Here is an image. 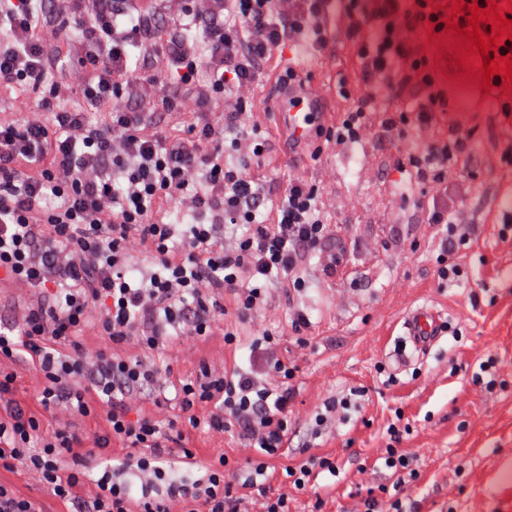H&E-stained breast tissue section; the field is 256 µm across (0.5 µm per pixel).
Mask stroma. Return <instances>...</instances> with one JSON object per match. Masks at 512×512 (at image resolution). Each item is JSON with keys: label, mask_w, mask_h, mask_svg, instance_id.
I'll use <instances>...</instances> for the list:
<instances>
[{"label": "stroma", "mask_w": 512, "mask_h": 512, "mask_svg": "<svg viewBox=\"0 0 512 512\" xmlns=\"http://www.w3.org/2000/svg\"><path fill=\"white\" fill-rule=\"evenodd\" d=\"M288 56L303 63L333 115L348 107L335 89L337 71L350 61L347 48L330 60L305 46ZM279 79V72H267L253 101L265 188L276 197L289 175L303 176L318 188L329 222L302 286L267 289L260 313L265 341L286 363L295 389L288 440L267 462L270 484L287 493L288 512H352L371 494L393 512H512V481L503 479L512 472V224L491 221L493 210L512 206V165L484 167L487 154L512 143V126L493 112L489 96L456 115L478 127L467 160L476 178L467 186L465 216L480 233L450 253L416 203L417 186L396 171L398 147L382 127L354 146L307 148L302 164H289L269 101ZM451 264L459 275L438 278ZM419 305L439 312L446 332L403 367L395 359L402 325ZM298 309L311 320L299 334L291 327ZM252 340L228 294L223 329L186 341L159 363L170 366V383L179 387L205 364L248 369ZM332 403L339 415L333 423L324 419ZM394 430L413 471L398 493L389 489L382 459ZM186 443L196 462L175 460L172 473L197 478L198 462L219 455L233 476L252 466L234 432L214 438L191 430ZM297 467L307 471L301 488L286 477ZM0 483L42 512H68L23 470L0 471Z\"/></svg>", "instance_id": "obj_1"}]
</instances>
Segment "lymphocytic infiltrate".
<instances>
[{
    "instance_id": "f902f5d3",
    "label": "lymphocytic infiltrate",
    "mask_w": 512,
    "mask_h": 512,
    "mask_svg": "<svg viewBox=\"0 0 512 512\" xmlns=\"http://www.w3.org/2000/svg\"><path fill=\"white\" fill-rule=\"evenodd\" d=\"M169 3L0 0V87L45 89L26 111L0 113V282L36 293L0 327V395L16 380L13 366L28 362L42 374L37 401L62 415L48 430L20 406L0 410V469L26 470L75 512H287V497L262 483V466L245 493L220 460L189 482L164 472L183 448L168 418L174 404L184 425L234 431L262 456H278L287 439V367L262 345L252 346L249 370L203 367L172 396L151 357L223 324L228 292L253 334L265 335L263 288L294 286L321 249L327 217L317 189L295 176L270 198L257 169L226 164L224 148L254 153L247 102L278 51L306 43L330 58L347 43L353 65L338 72L336 92L350 105L330 141L359 143L376 123L396 141H416L397 167L420 187L429 223L449 231L445 247L467 243L474 230L458 188L472 130L454 124L435 137L458 103L434 55L439 36L469 30L471 7L487 0H194L190 52L146 39L151 15L180 22ZM50 14L76 36L47 44ZM133 45L160 58L159 72L132 67ZM67 59L83 67L82 83ZM174 83L190 91L191 105L170 101ZM134 97L140 110L125 105ZM159 103L169 126L147 119ZM164 206L190 216L188 228L163 222ZM226 224L249 231L228 243L219 232ZM143 256L154 271L133 280L132 262ZM90 328L103 347L80 345ZM135 343L144 355H127ZM141 396L155 410L132 417L130 401ZM117 444L127 479L94 476L93 464L111 460Z\"/></svg>"
}]
</instances>
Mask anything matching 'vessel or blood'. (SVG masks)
I'll return each instance as SVG.
<instances>
[{
    "label": "vessel or blood",
    "instance_id": "vessel-or-blood-1",
    "mask_svg": "<svg viewBox=\"0 0 512 512\" xmlns=\"http://www.w3.org/2000/svg\"><path fill=\"white\" fill-rule=\"evenodd\" d=\"M271 103L290 137L288 159L298 162L304 143L311 140L316 130L328 120L323 99L315 92L313 84L303 77L293 87L276 89ZM403 328L414 349L424 353L442 334L441 317L434 309L420 306L409 311Z\"/></svg>",
    "mask_w": 512,
    "mask_h": 512
}]
</instances>
